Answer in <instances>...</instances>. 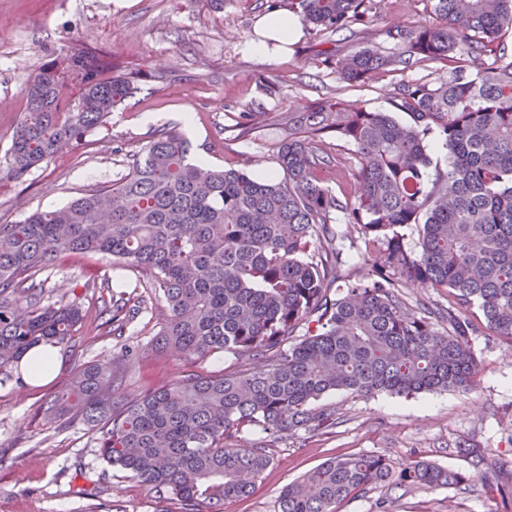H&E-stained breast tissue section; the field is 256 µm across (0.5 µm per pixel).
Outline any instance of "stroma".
<instances>
[{
	"mask_svg": "<svg viewBox=\"0 0 512 512\" xmlns=\"http://www.w3.org/2000/svg\"><path fill=\"white\" fill-rule=\"evenodd\" d=\"M279 0H0V224L63 206L89 190L112 185L159 134L177 130L194 158L243 169L279 172L277 147L288 134V115L327 99L386 110L399 84L436 82L440 64L374 75L363 86L343 81L337 56L367 42L384 53L389 32L432 21L431 0H371L364 20L349 32L325 35L302 28L300 38L270 54L249 52L259 40L261 16ZM111 56L112 72L136 76L137 91L106 123L21 178L8 172L7 151L26 110L24 86L45 68L65 69L73 53ZM190 113V124L181 116ZM339 270L355 280L367 272L366 244L346 224L337 225ZM132 292L134 268L94 257L66 255L41 274L52 297H77L87 319L59 346V367L39 385L0 381V512H158L159 502L125 472L99 455L93 433L81 424H47L43 408L72 373L90 362L120 360L125 345L144 347L123 363L122 391L132 399L190 373H230L247 357L216 353L204 361L150 351L167 311L153 289H143L146 309L122 335L106 336L94 319L103 304L99 287ZM471 343L477 359L472 390L397 396L337 392L321 399L336 423L301 436L245 430L241 442H262L272 459L254 492L227 512H276L282 489L322 462L350 454H381L396 461L422 458L471 475L463 488L412 491L392 512H512V342L477 322ZM487 449L491 462L474 468L455 451L458 442Z\"/></svg>",
	"mask_w": 512,
	"mask_h": 512,
	"instance_id": "35a3bbf8",
	"label": "stroma"
}]
</instances>
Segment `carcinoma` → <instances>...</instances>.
Returning a JSON list of instances; mask_svg holds the SVG:
<instances>
[{"instance_id":"cac0c4a2","label":"carcinoma","mask_w":512,"mask_h":512,"mask_svg":"<svg viewBox=\"0 0 512 512\" xmlns=\"http://www.w3.org/2000/svg\"><path fill=\"white\" fill-rule=\"evenodd\" d=\"M364 7L288 0L305 24L329 34L350 29ZM433 12L437 23L389 31L394 51L365 44L336 60V72L362 85L380 71L452 63L448 77L400 84L391 111L338 98L291 113L277 150L280 177L194 162L189 141L167 132L112 188L0 224V376L22 377L29 349L67 342L84 320L80 299L52 301L36 281L55 257L102 255L149 275L168 310L150 349L197 359L233 352L252 357L251 367L192 373L124 404L113 362H90L46 402L44 418L81 423L103 459L177 512H225L253 493L271 458L262 446L236 443L245 427L326 429L336 410L314 403L340 391L470 389L467 312L478 309L489 330L512 341V0H433ZM110 68L70 57L80 91L68 102L59 72L26 81V112L8 149L14 177L81 141L135 92L127 77L101 79ZM433 133L448 146L445 171L432 168L425 140ZM331 139L358 158L342 198L322 178L334 163ZM337 215L376 244L365 279L339 273ZM406 224L419 226L412 248L396 231ZM409 286L445 288L452 302L410 306L401 293ZM140 309L129 298L106 304L98 329L122 334ZM439 320L447 332L436 329ZM457 453L476 468L489 460L482 448ZM469 481L428 460L352 454L288 484L277 512H338L377 486L428 492Z\"/></svg>"}]
</instances>
